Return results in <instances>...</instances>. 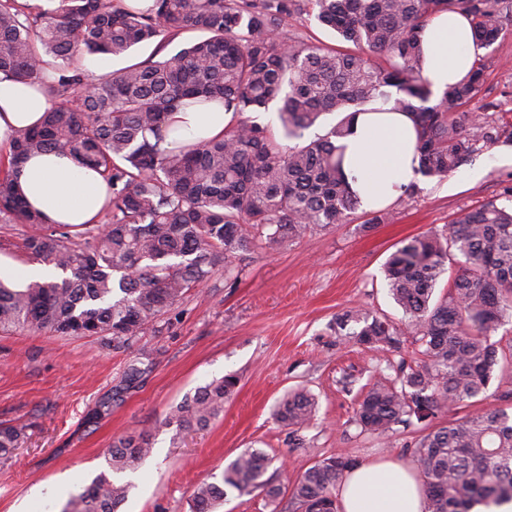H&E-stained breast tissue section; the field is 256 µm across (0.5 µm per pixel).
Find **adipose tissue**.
Listing matches in <instances>:
<instances>
[{
  "instance_id": "adipose-tissue-1",
  "label": "adipose tissue",
  "mask_w": 512,
  "mask_h": 512,
  "mask_svg": "<svg viewBox=\"0 0 512 512\" xmlns=\"http://www.w3.org/2000/svg\"><path fill=\"white\" fill-rule=\"evenodd\" d=\"M426 73L434 90L463 79L475 60L472 26L458 12L434 16L423 32ZM52 105L38 85L0 72V150L9 151L18 132L40 123ZM233 120L223 105L178 108L168 113V136L199 143L221 136ZM344 171L364 209L388 205L414 181L416 133L403 112H362L344 138ZM390 159L377 167L375 156ZM15 184L32 209L50 224L96 223L111 199L102 173L66 154L44 152L23 159L13 171ZM341 512H425L416 473L394 461L363 463L350 471L338 491Z\"/></svg>"
}]
</instances>
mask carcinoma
<instances>
[{"mask_svg":"<svg viewBox=\"0 0 512 512\" xmlns=\"http://www.w3.org/2000/svg\"><path fill=\"white\" fill-rule=\"evenodd\" d=\"M0 0V72L23 82L53 78L55 100L36 130L18 135L0 170V217L26 225L22 246L36 263L62 273L14 288L0 280V330L98 336L131 350L158 332L185 295L257 250L279 251L312 229L346 222L360 209L343 172L344 146L359 112H404L417 133L418 175L442 180L481 149L512 146V123L481 121L465 110L481 91L485 57L442 92L424 71L422 34L431 18L457 11L471 18L476 48L512 29V0H154L148 8L122 0ZM307 14L353 44L337 51L279 31ZM204 37L162 60L128 65L87 83V55L124 56L145 42L162 52L181 33ZM379 55V63L372 56ZM219 102L235 121L224 136L199 146L161 147L162 124L182 102ZM275 109L276 135L249 117ZM340 119L304 142L326 115ZM155 141H150L149 136ZM53 150L103 168L112 198L104 226L47 224L27 209L10 168ZM453 263L458 273L434 298ZM401 324L365 308L345 311L336 336L400 349L406 334L424 360L380 373L362 395L360 433L391 441L395 426L427 430L411 451L425 482V512H471L477 503L512 500V411L495 406L445 426L433 423L455 406L487 393L506 354L491 335L512 317V208L491 199L441 231L412 237L385 263ZM149 365H127L112 398L136 387ZM238 385L227 374L176 406L168 423L202 430L224 412ZM317 399L287 392L274 417L297 432L316 415ZM24 427L0 424V459L12 457ZM145 436H127L106 452L115 474L136 470L150 454ZM271 458L252 449L198 484L190 512H215L227 489L261 491L275 503L279 486L265 478ZM359 461L336 453L302 472L290 488L294 512H339L336 488ZM129 486L98 475L72 493L60 512H117Z\"/></svg>","mask_w":512,"mask_h":512,"instance_id":"cac0c4a2","label":"carcinoma"}]
</instances>
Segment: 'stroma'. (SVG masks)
<instances>
[{"label": "stroma", "mask_w": 512, "mask_h": 512, "mask_svg": "<svg viewBox=\"0 0 512 512\" xmlns=\"http://www.w3.org/2000/svg\"><path fill=\"white\" fill-rule=\"evenodd\" d=\"M481 54L484 81L468 109L485 121L512 123V32ZM509 186L512 146L480 151L450 180L419 179L417 193L398 198L386 223L367 225L360 209L349 222L309 231L282 252L245 256L238 280L219 273L189 292L162 330L143 336L133 352L107 348L95 336L0 332V423L26 427L14 456L0 459V512H59L68 494L105 469L113 442L140 433L152 451L123 474L129 492L121 512H189L194 485L220 481L248 449L272 457L268 474L284 488L339 451L362 463L410 465L420 427L399 430L387 443L360 433L353 416L362 385L387 364L418 360V343L406 339L396 353L346 341L329 326L358 306L399 321L383 272L388 256L405 239L502 198ZM139 355L151 364L140 387L114 403L110 415L88 421ZM229 373L239 385L209 428L180 432L169 425L173 408ZM346 376L355 380L348 390ZM297 386L316 396L318 411L313 425L293 435L273 409Z\"/></svg>", "instance_id": "35a3bbf8"}]
</instances>
